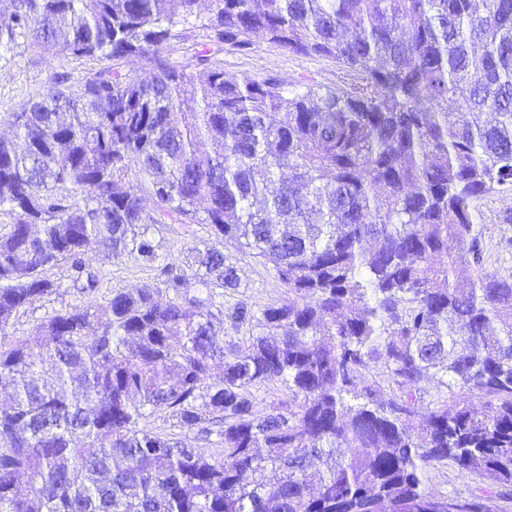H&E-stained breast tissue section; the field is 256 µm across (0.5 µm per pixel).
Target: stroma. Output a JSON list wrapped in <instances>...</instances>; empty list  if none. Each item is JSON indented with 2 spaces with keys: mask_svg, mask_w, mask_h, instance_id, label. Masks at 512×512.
I'll use <instances>...</instances> for the list:
<instances>
[{
  "mask_svg": "<svg viewBox=\"0 0 512 512\" xmlns=\"http://www.w3.org/2000/svg\"><path fill=\"white\" fill-rule=\"evenodd\" d=\"M225 78L244 76H281L293 82L316 83L334 87L347 80L345 71L334 59L289 53L280 45L266 40L256 41L248 53L225 48L220 55ZM96 61L60 56L49 58L33 48L25 39L0 48V114L20 111L27 103L39 100L53 83L54 77H66L68 85H77L86 73L96 68ZM480 214L487 266L502 276L512 274V193H496L475 202ZM209 231L202 224H171L156 234L159 260L148 264L137 255L112 254L98 245H90L86 260L98 276L95 293H87L74 284L68 265L46 271L47 279L56 289L38 298L33 305L12 319L8 333L11 338L30 336L34 326L54 313L84 305L89 301L107 303L113 292L142 283L156 282L162 264L185 256L188 248L201 245ZM222 249L237 267L240 288L225 290V307L244 301L253 309L286 299L285 288L270 266L260 263L248 252L226 243ZM426 485L436 495L467 497L482 488V480L456 467L439 464L426 471Z\"/></svg>",
  "mask_w": 512,
  "mask_h": 512,
  "instance_id": "35a3bbf8",
  "label": "stroma"
}]
</instances>
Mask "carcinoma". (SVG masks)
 <instances>
[{
    "mask_svg": "<svg viewBox=\"0 0 512 512\" xmlns=\"http://www.w3.org/2000/svg\"><path fill=\"white\" fill-rule=\"evenodd\" d=\"M197 4L12 0L0 40L111 64L0 115V512L512 501V276L487 271L474 206L512 190V0H210L213 35L186 65L169 46ZM258 39L355 81L225 79L217 45ZM131 57L151 80L120 70ZM134 168L154 216L124 186ZM168 222L249 251L288 299L224 309L237 268L193 247L155 283L2 342L55 288L47 268L69 265L92 292L89 243L153 263ZM226 317L243 344L220 341ZM267 384L294 407L257 409ZM425 385L449 395L425 406ZM448 461L488 488L430 493L427 468Z\"/></svg>",
    "mask_w": 512,
    "mask_h": 512,
    "instance_id": "cac0c4a2",
    "label": "carcinoma"
}]
</instances>
